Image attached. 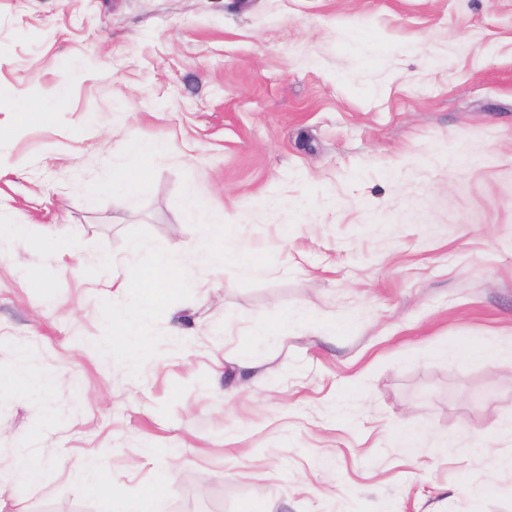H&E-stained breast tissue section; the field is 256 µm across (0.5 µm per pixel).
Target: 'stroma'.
I'll list each match as a JSON object with an SVG mask.
<instances>
[{"label": "stroma", "mask_w": 512, "mask_h": 512, "mask_svg": "<svg viewBox=\"0 0 512 512\" xmlns=\"http://www.w3.org/2000/svg\"><path fill=\"white\" fill-rule=\"evenodd\" d=\"M127 139L168 149L116 202ZM191 189L264 272L203 258ZM0 222V470L43 464L0 512H102L104 460L167 512H512V0H0ZM134 240L198 286L132 376L100 341ZM60 377L55 373L49 375H33L23 364L11 374L10 382L18 391L29 398H40L50 393L58 385ZM41 468L38 460L28 448H18L13 470V478L33 482L38 479Z\"/></svg>", "instance_id": "1"}]
</instances>
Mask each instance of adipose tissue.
I'll return each mask as SVG.
<instances>
[{
	"mask_svg": "<svg viewBox=\"0 0 512 512\" xmlns=\"http://www.w3.org/2000/svg\"><path fill=\"white\" fill-rule=\"evenodd\" d=\"M226 218L205 225L204 234L211 247L208 251L211 264L221 266L232 263L245 272L255 273L261 271L260 260L249 250L242 246L231 249L224 248V229ZM134 251H148L150 263L148 265L149 278L141 281L136 278L122 279L121 287L132 291L138 302L135 313L128 315H112L109 324V333L104 340L105 346L119 347L124 368L134 370L141 363L157 357L158 352L153 342L145 336L140 326V316L162 305L169 289L175 288L188 292L196 288L197 282L186 271V257L178 249L171 246L144 249L142 244H134Z\"/></svg>",
	"mask_w": 512,
	"mask_h": 512,
	"instance_id": "obj_1",
	"label": "adipose tissue"
}]
</instances>
